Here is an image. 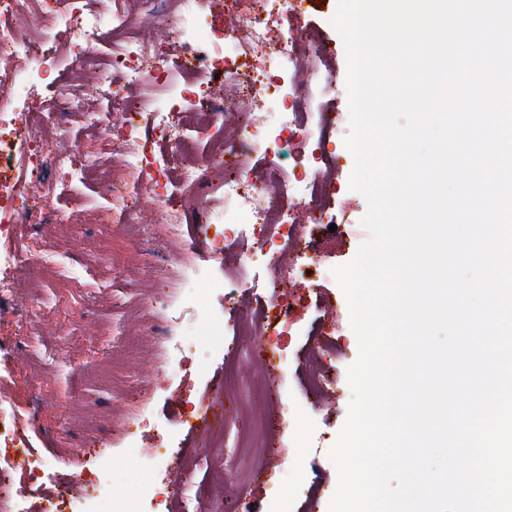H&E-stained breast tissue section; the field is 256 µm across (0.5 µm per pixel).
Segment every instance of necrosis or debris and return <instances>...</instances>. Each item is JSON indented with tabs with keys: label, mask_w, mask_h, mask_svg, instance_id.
<instances>
[{
	"label": "necrosis or debris",
	"mask_w": 512,
	"mask_h": 512,
	"mask_svg": "<svg viewBox=\"0 0 512 512\" xmlns=\"http://www.w3.org/2000/svg\"><path fill=\"white\" fill-rule=\"evenodd\" d=\"M232 2L237 23L229 46L219 50L206 40L189 55L174 59L157 40L140 35L138 19L126 10L125 0H115L104 20L76 9L71 0H0V123L15 108L10 84L47 62L28 35L29 17L40 16L47 35L68 50L77 70L97 84L122 116L117 129H105L103 139L116 151L125 171L107 184L113 210L123 218L137 199L141 183L154 174H166L171 155L192 153V143L181 139L178 127L183 112L190 109L192 93L207 87L203 117L214 134L205 158L182 168L179 186L187 203L199 205L204 188L217 182L214 171L222 172L223 179L217 183L235 212L225 217L212 240L211 252L222 259L232 252L238 255V263L224 270V286L235 293L248 284V264L254 254H261L275 271L283 258L297 251L302 238L298 212L308 211L320 224L335 222L326 202L330 194L327 175L336 158L328 149L332 122L326 113L309 109L311 93L323 94L327 88L297 77L302 62L325 60L321 38L304 26L296 9L259 11L254 0ZM106 41L112 48L103 56L99 47ZM287 73L292 76L288 85L278 84V76ZM227 84L233 85L234 93L224 98L220 88ZM138 86L167 97L169 111H155L146 99L132 97L131 89ZM259 98L274 105L273 121L256 118L252 105ZM146 124L168 140V154L148 158L147 145L141 139ZM285 132L294 138L306 160L303 170L291 177L276 169L264 178L250 177L247 158L258 152L272 153ZM85 167V160L75 153L42 155L28 127L12 128L8 138L0 137V229L9 231L17 224L41 221L47 205L37 181L47 169H54L57 177L69 184ZM304 275L302 263L289 265L287 280L294 282ZM284 281L274 282L272 320H265L253 308L242 311L257 336L271 332L280 336L288 330V316L297 298L286 291ZM238 411L251 418L252 428L237 435L236 448L251 459L266 454L269 433L262 406L242 401Z\"/></svg>",
	"instance_id": "4bbe7bcc"
}]
</instances>
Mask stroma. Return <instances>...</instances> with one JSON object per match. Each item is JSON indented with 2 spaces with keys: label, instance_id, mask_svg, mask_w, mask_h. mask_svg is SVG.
Returning a JSON list of instances; mask_svg holds the SVG:
<instances>
[{
  "label": "stroma",
  "instance_id": "obj_1",
  "mask_svg": "<svg viewBox=\"0 0 512 512\" xmlns=\"http://www.w3.org/2000/svg\"><path fill=\"white\" fill-rule=\"evenodd\" d=\"M337 4L296 5L331 50L335 132L328 149L336 168L328 205L336 225L312 223L304 212L297 216L301 248L320 266L293 285L300 300L289 334L280 339L287 350L276 370L281 392L268 401L271 416L287 407L294 422L276 438L280 454L265 457L246 481L232 448L214 447L208 426L192 415L201 402L211 412L223 411L218 386L229 374L257 375L240 360L245 328L224 302V266L211 253L209 232L191 221L181 239H169L156 222L147 187L128 220L104 223L112 199L100 185L113 156L101 133L113 121L112 103L86 94L74 79L71 58L39 23L30 25V38L54 69L28 71L23 82L38 83L47 102L62 82L80 99L78 110L61 121L36 119L32 135H52L54 151L88 155L92 166L65 190L46 177L40 193L51 216L16 229V248L33 238L47 253L30 257L13 296L16 315L0 326V344L7 346L0 351V400L12 398L33 415L15 440L0 441V450L28 458L35 474L17 512H44L50 501L68 512L107 476L116 493L131 499L140 498L145 481L169 486L173 512H225L230 503L237 512H328L337 487L328 453L347 417V369L358 357L347 300L331 270L349 262L369 237L362 224L367 202L350 187L354 158L344 144L350 132L346 57L330 24ZM186 277L200 294L182 287ZM172 314L180 323L169 324ZM166 324L185 343L184 355L167 352L156 332ZM317 347L332 388L327 396L309 398L300 391L302 362ZM146 446L165 455L163 467L150 474L138 466L137 451ZM218 468L227 477L221 490L212 485Z\"/></svg>",
  "mask_w": 512,
  "mask_h": 512
}]
</instances>
